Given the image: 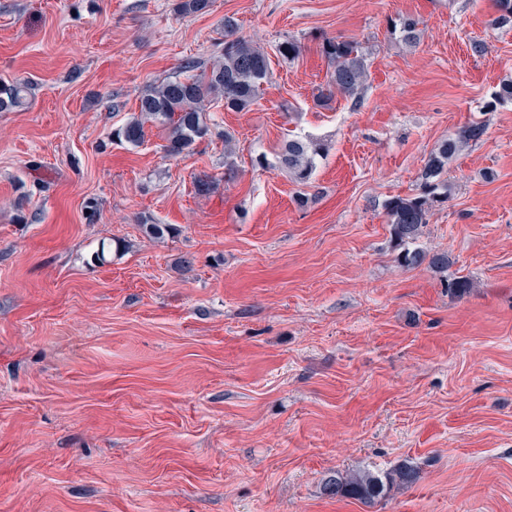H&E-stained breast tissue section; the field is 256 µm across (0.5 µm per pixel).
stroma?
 Returning <instances> with one entry per match:
<instances>
[{
    "instance_id": "35a3bbf8",
    "label": "stroma",
    "mask_w": 512,
    "mask_h": 512,
    "mask_svg": "<svg viewBox=\"0 0 512 512\" xmlns=\"http://www.w3.org/2000/svg\"><path fill=\"white\" fill-rule=\"evenodd\" d=\"M176 3L0 0V81L30 86L0 112V512H512V24L493 0ZM228 16L270 61L254 104L208 102L187 155L156 123L114 141L149 86L220 56ZM326 37L365 54L360 104L318 102ZM469 123L419 240L452 263L400 267L383 204ZM291 134L325 150L305 186L274 166ZM405 461L381 503L321 494ZM393 34L398 41L407 45H416L419 43L422 31L419 28V21L415 18H406L394 24Z\"/></svg>"
}]
</instances>
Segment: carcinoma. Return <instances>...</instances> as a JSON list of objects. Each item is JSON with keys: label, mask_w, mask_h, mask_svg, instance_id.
I'll return each mask as SVG.
<instances>
[{"label": "carcinoma", "mask_w": 512, "mask_h": 512, "mask_svg": "<svg viewBox=\"0 0 512 512\" xmlns=\"http://www.w3.org/2000/svg\"><path fill=\"white\" fill-rule=\"evenodd\" d=\"M237 23L231 17L224 19V61L207 66L196 60L183 65L184 76L167 78L146 89L138 100L139 115L131 118L115 131V138L132 147L145 142V125L160 124L167 133L165 151L170 156L191 153L196 145L211 136L207 122L205 101L212 95L224 100V109L242 112L256 99L261 86L271 78L267 55L245 38L236 35ZM396 39L407 44L419 43L422 31L419 21L406 18L394 24ZM320 52L330 67L327 92L321 93L329 101L338 92L355 100L367 79V60L358 43L338 38H324ZM28 86L21 82L0 85V112H8L21 105ZM483 125L472 123L463 127L455 136L443 140L430 154L417 193L394 196L383 204L387 223L391 224L397 263L414 268L428 263V267L444 271L451 260L447 253L432 255L417 245L423 228L428 224L434 204L448 199V184L441 175L448 161L459 147L481 139ZM320 144L300 137H293L278 153L276 167L288 172L299 184L310 182L316 170V157L321 155ZM149 237L161 240L170 235L173 227L160 224L150 217L140 223ZM414 466L403 463L392 469L373 473L366 470L330 474L322 479V492L327 497H343L374 505L388 496L392 487L415 481Z\"/></svg>", "instance_id": "carcinoma-1"}]
</instances>
